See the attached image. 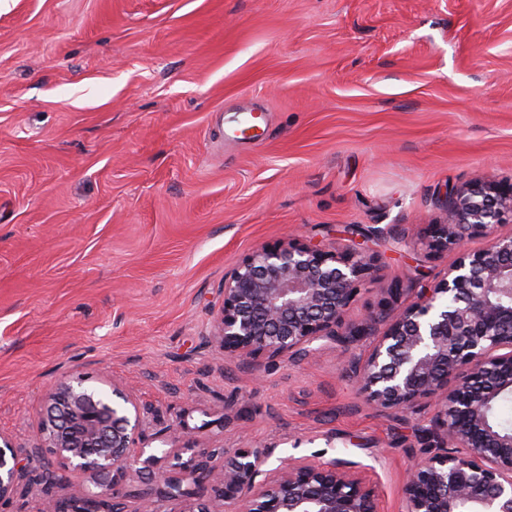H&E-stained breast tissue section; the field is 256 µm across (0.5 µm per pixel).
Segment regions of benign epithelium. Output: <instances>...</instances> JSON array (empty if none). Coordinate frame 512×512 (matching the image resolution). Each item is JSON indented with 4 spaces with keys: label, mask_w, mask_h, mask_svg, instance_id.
I'll return each instance as SVG.
<instances>
[{
    "label": "benign epithelium",
    "mask_w": 512,
    "mask_h": 512,
    "mask_svg": "<svg viewBox=\"0 0 512 512\" xmlns=\"http://www.w3.org/2000/svg\"><path fill=\"white\" fill-rule=\"evenodd\" d=\"M445 197L449 221L429 225L424 242L458 257L401 311H369L359 324L347 323L361 286L373 280V256L355 243L326 249L295 237L256 249L224 275L212 336L245 365L294 360L318 339L336 341L343 370L374 409L434 407L438 451L410 470L405 512H512V430L492 418L496 399L512 394V233L497 232L512 223V181L479 176ZM471 235L485 238L484 247L465 249ZM383 321L368 355L353 357L354 337ZM40 441L23 457L0 435V512H9L22 481L42 497L43 512L120 509L115 491L133 467L143 474L134 494L155 512L170 501L189 503L183 512H378L375 486L345 462H286L269 478L265 449L238 448L219 467L204 460L215 451L188 442L146 457L140 404L106 376L56 384ZM66 474L91 480L93 489L54 497ZM199 493L206 502H191Z\"/></svg>",
    "instance_id": "1"
}]
</instances>
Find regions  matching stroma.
I'll return each mask as SVG.
<instances>
[{
  "mask_svg": "<svg viewBox=\"0 0 512 512\" xmlns=\"http://www.w3.org/2000/svg\"><path fill=\"white\" fill-rule=\"evenodd\" d=\"M483 174L512 179V0H0V435L28 453L50 389L104 375L147 453L184 425L272 470L346 461L404 512L433 409H373L331 340L241 365L213 317L295 236L373 254L348 323L401 309Z\"/></svg>",
  "mask_w": 512,
  "mask_h": 512,
  "instance_id": "35a3bbf8",
  "label": "stroma"
}]
</instances>
